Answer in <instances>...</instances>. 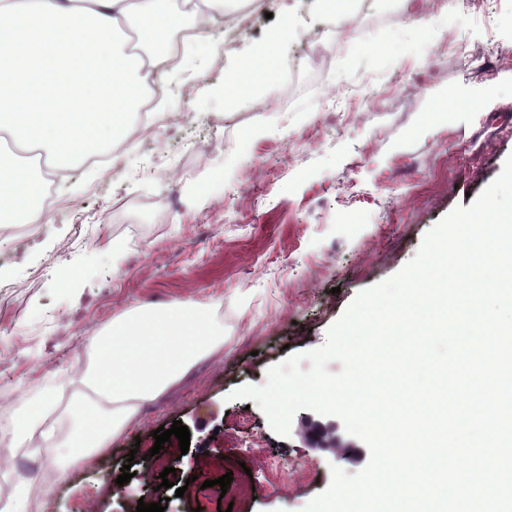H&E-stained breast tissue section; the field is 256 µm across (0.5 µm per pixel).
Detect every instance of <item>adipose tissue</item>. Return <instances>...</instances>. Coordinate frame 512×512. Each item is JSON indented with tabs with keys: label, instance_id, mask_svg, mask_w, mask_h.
Returning <instances> with one entry per match:
<instances>
[{
	"label": "adipose tissue",
	"instance_id": "obj_1",
	"mask_svg": "<svg viewBox=\"0 0 512 512\" xmlns=\"http://www.w3.org/2000/svg\"><path fill=\"white\" fill-rule=\"evenodd\" d=\"M139 21L135 37L126 25ZM171 0H0V224H40L48 176L124 141L128 117L170 52ZM224 346V331L197 305L140 306L91 339L75 362L82 391L70 403V431L47 415L56 398L25 400L13 438L41 431L56 456L46 466L78 468L137 421Z\"/></svg>",
	"mask_w": 512,
	"mask_h": 512
}]
</instances>
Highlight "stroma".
Instances as JSON below:
<instances>
[{
  "label": "stroma",
  "instance_id": "stroma-1",
  "mask_svg": "<svg viewBox=\"0 0 512 512\" xmlns=\"http://www.w3.org/2000/svg\"><path fill=\"white\" fill-rule=\"evenodd\" d=\"M228 0L161 64V98L187 115L163 140L113 157L111 170L77 163L58 181L73 199L29 240L0 236V402L55 389L60 426L75 384L71 359L90 329L134 307H215L224 348L27 512H218L203 481L247 475L232 512H302L331 483L332 467L362 471L369 450L307 447L294 416L277 434L234 391L260 386L270 367L323 346L355 297L399 272L424 236L501 173L512 155V0H268V14L224 47ZM276 74L256 92L225 97L246 53L282 25ZM76 275L60 287L56 270ZM13 410L0 411V512L50 456L40 433L16 446ZM182 421L178 440L152 454L153 431ZM137 458H130V450ZM278 457L281 472L265 459ZM133 476L115 481L123 465ZM174 468L183 496L162 488Z\"/></svg>",
  "mask_w": 512,
  "mask_h": 512
}]
</instances>
